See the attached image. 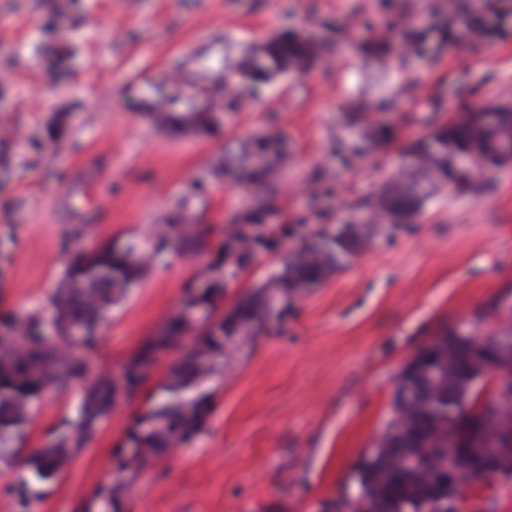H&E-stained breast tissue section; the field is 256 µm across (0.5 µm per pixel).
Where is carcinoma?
<instances>
[{
  "label": "carcinoma",
  "instance_id": "cac0c4a2",
  "mask_svg": "<svg viewBox=\"0 0 512 512\" xmlns=\"http://www.w3.org/2000/svg\"><path fill=\"white\" fill-rule=\"evenodd\" d=\"M320 47L308 37L292 32L278 34L248 54L224 75H238L224 83L219 101L205 100L201 106L179 111L167 96L147 105L156 120L170 132L183 134L189 129L199 132L220 121V113L242 107L252 100L274 75L288 69L311 66ZM348 125L360 126L362 145L356 152L367 154L379 146L387 135L364 112L348 114ZM412 165L400 167L380 184L375 196L353 210L349 219L334 235H323L295 252L286 271L268 280L260 289L240 302L234 313L205 332L195 341L172 370L175 389L212 371L211 353L219 332L227 338L240 328L262 321L269 315L271 298L287 300L298 289L315 285L339 268L342 256L354 252L378 224H409L421 206L437 190L449 185L473 186L472 172L457 166L462 155H471L476 170L501 168L512 157V106L484 105L437 127L427 140L410 149ZM288 163L283 140L268 136L244 142L235 153L222 155L213 164L212 174L224 176L243 185L249 206L243 219L255 221L274 190L272 175ZM208 230L179 225L177 245L198 250L205 244ZM146 250L111 247L82 254L69 273V284L61 289L55 302L52 325L59 337L73 329L84 332L83 341L92 339L112 304L126 295L128 288L149 271ZM39 323L31 317L0 330V444L22 437V426L34 401L51 385H61L82 375L85 364L73 352L38 335ZM191 332L189 323L177 315L142 354L127 368L125 383L132 384L136 375L153 361L154 353L181 346ZM417 371L405 385L393 393L392 416L376 442L371 457L362 463L363 495L356 507L343 499L337 508L346 512H437L448 490L438 476L448 471L453 446L448 438L466 434L472 420L458 413L460 400L471 391L480 375L483 362L472 360L466 346L450 348L426 345L416 358ZM115 382L104 378L89 394L86 402L84 430H89L109 407ZM512 405V389L500 395L494 408L491 435L512 437V413L503 407ZM192 407L183 399L161 407L154 413L155 426L143 440L145 450L154 453L171 444L176 436L182 410ZM82 436H64L40 451L31 461L33 475L48 480L60 474L68 462L67 448L80 443Z\"/></svg>",
  "mask_w": 512,
  "mask_h": 512
}]
</instances>
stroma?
<instances>
[{"label": "stroma", "mask_w": 512, "mask_h": 512, "mask_svg": "<svg viewBox=\"0 0 512 512\" xmlns=\"http://www.w3.org/2000/svg\"><path fill=\"white\" fill-rule=\"evenodd\" d=\"M49 3L0 0V321L48 320L78 252L135 243L156 258L94 341L74 346L83 377L46 390L9 442L0 512H336L405 363L457 323L490 333L491 305L512 299V162L479 190L445 187L414 223L377 228L328 278L274 300L249 340L225 342L187 387L196 409L169 447L137 457L154 412L180 395L169 388L178 348L115 394L64 472L34 479L29 460L79 423L101 375L123 376L199 293V268L214 291L197 334L335 233L434 126L512 104V0L493 13L484 0H76L55 20L58 43L44 29ZM473 16L486 33L459 41ZM285 31L322 42L323 57L270 80L212 132L176 136L151 120L159 94L203 102L225 59ZM380 38L392 47L383 66L363 50ZM361 104L391 131L364 158L346 122ZM274 135L288 169L259 222L238 220L246 193L211 165ZM180 216L208 229L205 250L176 246ZM231 233L250 243L244 261L224 253Z\"/></svg>", "instance_id": "obj_1"}]
</instances>
